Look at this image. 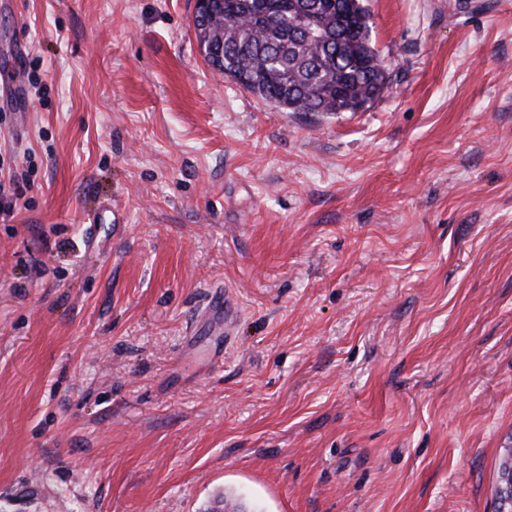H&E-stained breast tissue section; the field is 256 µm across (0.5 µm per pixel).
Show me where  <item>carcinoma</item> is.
<instances>
[{
    "instance_id": "1",
    "label": "carcinoma",
    "mask_w": 512,
    "mask_h": 512,
    "mask_svg": "<svg viewBox=\"0 0 512 512\" xmlns=\"http://www.w3.org/2000/svg\"><path fill=\"white\" fill-rule=\"evenodd\" d=\"M194 22L209 65L290 112H350L389 89L363 0H212ZM314 25L302 28L300 15Z\"/></svg>"
}]
</instances>
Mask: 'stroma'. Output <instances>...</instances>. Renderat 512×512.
Masks as SVG:
<instances>
[{
	"instance_id": "obj_1",
	"label": "stroma",
	"mask_w": 512,
	"mask_h": 512,
	"mask_svg": "<svg viewBox=\"0 0 512 512\" xmlns=\"http://www.w3.org/2000/svg\"><path fill=\"white\" fill-rule=\"evenodd\" d=\"M366 6L390 87L321 115L211 68L195 0H0V512H494L512 0ZM26 179L22 176L19 178L16 174L9 176V182L6 184L0 180V215L1 219H5L14 211V199L22 194ZM5 218H4V217ZM238 304L227 289L222 292H215L211 295L204 315L210 314L213 317L224 320V332L228 331V324L237 316Z\"/></svg>"
}]
</instances>
